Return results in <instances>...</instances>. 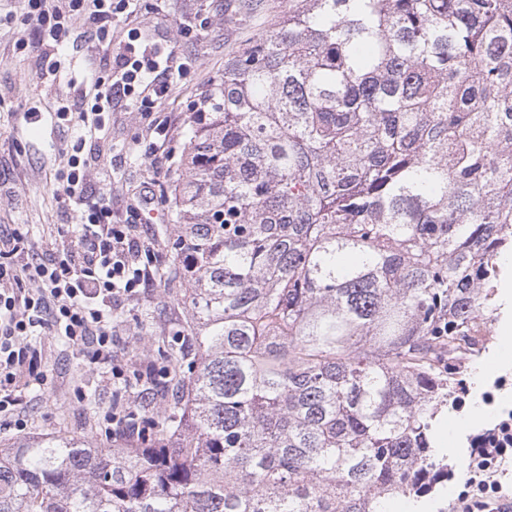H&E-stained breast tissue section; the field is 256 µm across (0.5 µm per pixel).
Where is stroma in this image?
I'll list each match as a JSON object with an SVG mask.
<instances>
[{"mask_svg": "<svg viewBox=\"0 0 512 512\" xmlns=\"http://www.w3.org/2000/svg\"><path fill=\"white\" fill-rule=\"evenodd\" d=\"M134 8L132 15L114 22L113 43L126 41L136 29L174 47L189 62L160 107L173 121L167 148L175 152L193 103L213 89L224 73L225 61L269 33L287 14L288 0H136ZM31 31L20 0H0V227L18 229L42 257L60 259L77 233L80 212L60 202L56 176L66 171L67 160L85 131L80 122L62 121L56 114L62 109L81 111L78 92L102 75L105 56L86 16L73 17L58 54L50 57L37 49H17L18 37ZM53 62L58 70L50 76L46 70ZM33 107L42 118L29 124L24 114ZM157 139L152 114L135 107L116 108L87 173L89 194L110 196L117 218L131 220L137 234L155 246L178 232L168 217L176 164L165 162L157 174L146 157ZM154 178L163 185L153 203L163 221L129 218V205ZM500 267L491 338L479 356L461 366L460 405L448 413L451 431L439 435L438 447L455 469L466 463L474 437L493 427L502 409H512V349L503 336L504 327H512V293H503L504 288L512 290V252L501 257ZM187 288L184 282L159 281L139 298L126 301L112 320L119 338L116 359L133 358L158 369L172 367V360L161 351L176 344L178 328L188 317L178 300ZM30 342L40 355L38 377L23 382L19 404L0 415V448L58 434L93 439L109 448L120 443L119 438L105 434V417L112 411L163 415L167 398L147 403L135 379L112 383L101 370L89 368L50 324L36 328ZM18 417L27 420V430L11 428V421Z\"/></svg>", "mask_w": 512, "mask_h": 512, "instance_id": "obj_1", "label": "stroma"}]
</instances>
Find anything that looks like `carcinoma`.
I'll return each instance as SVG.
<instances>
[{
    "instance_id": "carcinoma-1",
    "label": "carcinoma",
    "mask_w": 512,
    "mask_h": 512,
    "mask_svg": "<svg viewBox=\"0 0 512 512\" xmlns=\"http://www.w3.org/2000/svg\"><path fill=\"white\" fill-rule=\"evenodd\" d=\"M177 162L147 435L0 449V512H426L512 250V0H291Z\"/></svg>"
}]
</instances>
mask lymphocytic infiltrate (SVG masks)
<instances>
[{
	"mask_svg": "<svg viewBox=\"0 0 512 512\" xmlns=\"http://www.w3.org/2000/svg\"><path fill=\"white\" fill-rule=\"evenodd\" d=\"M24 15L34 25L33 38H19V48L50 53L69 31L66 12L49 0H22ZM132 0H69L72 10L84 12L95 24L101 49L110 51L108 74L83 92L86 106L78 114L85 132L97 135L106 127L113 106L156 108L167 99L175 75L186 69L172 47L129 34L113 44L112 23L130 10ZM63 189L65 203L81 210V228L64 258L40 257L19 232L0 234V413L16 405L18 381L37 354L28 341L45 318H52L58 335L77 345L89 366L109 365L113 378L122 370L112 359V314L138 297L154 281L142 260L148 247L132 227L114 219L110 198H89L88 157L70 156ZM32 282L31 291L21 281ZM512 460V416L501 420L477 439L463 476V490L453 512H512V485L507 463Z\"/></svg>",
	"mask_w": 512,
	"mask_h": 512,
	"instance_id": "lymphocytic-infiltrate-1",
	"label": "lymphocytic infiltrate"
}]
</instances>
